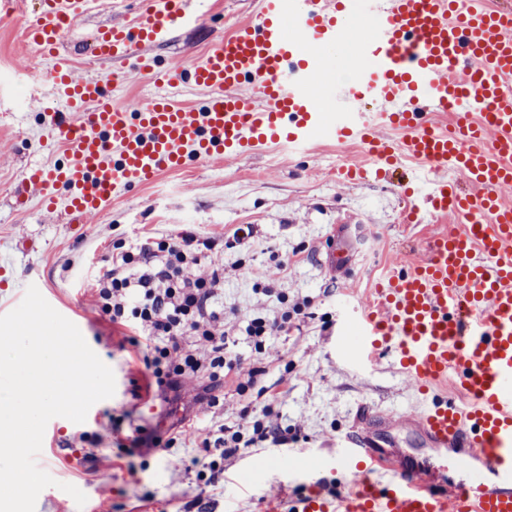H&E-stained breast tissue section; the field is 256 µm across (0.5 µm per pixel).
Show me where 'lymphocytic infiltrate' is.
<instances>
[{
  "label": "lymphocytic infiltrate",
  "mask_w": 512,
  "mask_h": 512,
  "mask_svg": "<svg viewBox=\"0 0 512 512\" xmlns=\"http://www.w3.org/2000/svg\"><path fill=\"white\" fill-rule=\"evenodd\" d=\"M286 267L277 260L255 274L252 292L256 302L243 322L225 318L214 308L224 295V282L240 272L241 264H225L213 239L195 244L186 238L145 241L117 253L112 267L95 280L99 308L112 323L133 330L143 340L142 362L158 389L177 392L196 389L201 405L215 407L217 391L232 381L239 393L257 382V368L244 367L229 352L238 333L249 337L257 354L277 362L275 336L287 333L294 319L311 308L307 298L289 299L277 284ZM277 430L271 422L257 419L251 425L222 428L219 434L199 439L205 451L199 464L211 474L224 469V459L241 444L273 440Z\"/></svg>",
  "instance_id": "obj_1"
}]
</instances>
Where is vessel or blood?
Wrapping results in <instances>:
<instances>
[{"label": "vessel or blood", "mask_w": 512, "mask_h": 512, "mask_svg": "<svg viewBox=\"0 0 512 512\" xmlns=\"http://www.w3.org/2000/svg\"><path fill=\"white\" fill-rule=\"evenodd\" d=\"M93 2L39 0L24 18L46 84L75 114L46 115L43 132L63 142L68 160L27 170L41 208L84 221L160 173L268 145L299 153L319 134L357 143L371 159L368 169L342 168L347 180L418 161L409 220L451 214L463 224L382 278L356 320L362 344L344 354L355 365L391 359L417 411L398 418L359 406L328 460L353 486H313L290 505L268 501L267 512H512V204L502 197L512 186V0L466 11L461 0H260L255 19L166 69L150 47L208 12L204 0H143L128 22L94 34L93 61L78 78L67 40ZM346 45L360 64L340 88L338 117L313 79L326 50ZM131 72L161 94L115 103L109 86ZM188 81L208 91L201 106L180 101ZM444 382L452 395L435 393ZM399 428L418 451L465 464L469 481L446 482L397 451Z\"/></svg>", "instance_id": "b4317fda"}]
</instances>
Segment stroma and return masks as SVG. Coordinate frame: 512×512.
Segmentation results:
<instances>
[{"label":"stroma","mask_w":512,"mask_h":512,"mask_svg":"<svg viewBox=\"0 0 512 512\" xmlns=\"http://www.w3.org/2000/svg\"><path fill=\"white\" fill-rule=\"evenodd\" d=\"M213 2L211 22L152 47L161 65L201 56L212 38L258 11V0ZM139 5L140 0H99L80 25V38L90 41L99 25L124 23ZM36 54L22 25L0 21V262L6 265L0 307L16 308L26 286L35 285L113 370L116 389L95 404L84 423L65 419L46 427L37 464L56 484L39 494L35 512H79L63 490L67 484L94 500L97 512H263L264 500L279 489L280 476L269 471L262 484L244 489L236 482L241 466L259 467L288 453L300 468L296 489L315 481L327 489L344 482L342 471L316 470L312 459L328 456L349 431L351 410L366 403L406 414L413 405L412 389L391 361L366 370L342 359L352 337L341 320L384 273L421 259L441 225L407 222L397 185L339 180L337 157L350 164L363 163L364 157L356 145L341 149L318 137L302 155L269 147L246 158L163 173L112 200L89 218L86 233L76 234L64 212L40 208L37 197H30L26 207L15 205L16 195L25 190L26 169L66 161L63 151L39 138L43 108L38 97L46 88L27 68ZM351 215L357 223L346 234L328 238L331 225ZM186 236L222 241L225 261L245 265L246 274L224 284L225 307L248 311L253 303L249 272L261 271L276 257L290 261L280 289L314 300L310 317L276 336L280 362L266 363L246 337H239L236 350L245 367L263 373L257 388L243 395L224 384L212 408L197 406L187 395L159 394L131 331L112 325L94 306V279L111 267L117 248L149 237L178 241ZM332 248L352 255L349 276L336 278L324 269ZM243 409L252 420L270 417L279 439L239 449L225 458L217 483H209L191 464L203 454L195 436L235 422ZM133 423L161 432L176 426L183 434L173 447L132 455L121 442Z\"/></svg>","instance_id":"obj_1"}]
</instances>
